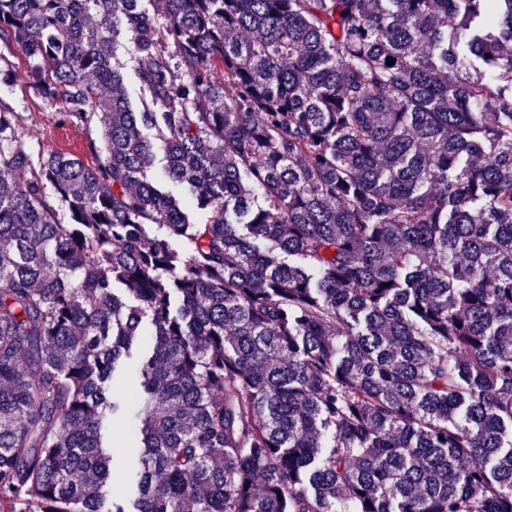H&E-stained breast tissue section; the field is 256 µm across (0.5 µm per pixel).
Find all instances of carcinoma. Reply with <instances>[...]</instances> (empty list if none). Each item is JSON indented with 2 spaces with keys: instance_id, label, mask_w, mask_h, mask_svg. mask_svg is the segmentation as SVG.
<instances>
[{
  "instance_id": "1",
  "label": "carcinoma",
  "mask_w": 512,
  "mask_h": 512,
  "mask_svg": "<svg viewBox=\"0 0 512 512\" xmlns=\"http://www.w3.org/2000/svg\"><path fill=\"white\" fill-rule=\"evenodd\" d=\"M2 38L102 132L35 163L0 110V512H512V0H0Z\"/></svg>"
}]
</instances>
